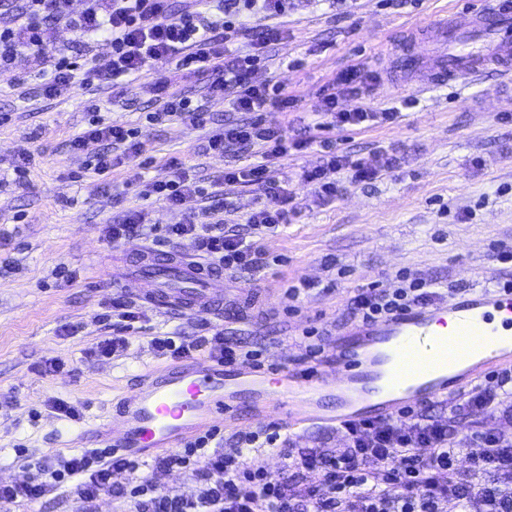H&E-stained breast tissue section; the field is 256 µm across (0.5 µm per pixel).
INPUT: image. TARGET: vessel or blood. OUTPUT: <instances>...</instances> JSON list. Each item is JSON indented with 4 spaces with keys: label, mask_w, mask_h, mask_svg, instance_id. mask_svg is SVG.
I'll return each mask as SVG.
<instances>
[{
    "label": "vessel or blood",
    "mask_w": 512,
    "mask_h": 512,
    "mask_svg": "<svg viewBox=\"0 0 512 512\" xmlns=\"http://www.w3.org/2000/svg\"><path fill=\"white\" fill-rule=\"evenodd\" d=\"M417 36L433 45L432 54L420 55L410 43H403L392 53V81L434 84L475 79L491 69L512 72V0H497L487 14H443L418 29ZM174 269L183 279V287L151 289L143 295L145 302L188 312L219 307L220 300L199 261L180 259ZM491 308L512 314V290L412 309L363 326L357 332L355 352L345 358L355 372L338 374L337 379L350 386L365 382L368 370L356 369L358 350L387 345L398 362L387 374L394 396L379 405L385 418L398 416L413 403L444 397L447 390L463 392V383L453 384L444 377L451 367L448 349L457 344L459 336L480 335L477 322ZM449 315L461 320L456 335L435 332L434 324L443 323ZM474 357L482 370L512 366V351L501 348L479 347ZM325 385V369L320 365L296 373L281 370L260 376L247 368L225 371L222 362L206 357L184 359L159 367L157 377L143 384L133 398L123 400L119 429L97 428L89 436L99 448H123L133 453L171 449L214 424L235 419L240 391H251L255 400L264 401L287 398L296 388L313 397Z\"/></svg>",
    "instance_id": "b4317fda"
}]
</instances>
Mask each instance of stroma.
I'll return each mask as SVG.
<instances>
[{
	"mask_svg": "<svg viewBox=\"0 0 512 512\" xmlns=\"http://www.w3.org/2000/svg\"><path fill=\"white\" fill-rule=\"evenodd\" d=\"M487 2L291 0L286 15L251 17L256 28L269 23L286 33L251 74L254 83L293 99L288 111L268 112L266 120L307 145L274 172L292 192L295 213L288 226L264 239L273 264L254 273L224 271L215 283L240 291L247 301L242 311L227 306L192 315L139 304L148 288L136 277L140 249L153 247V237L112 242L105 227L121 223L132 209L145 210L161 227L189 215L206 224L220 205L226 229L246 231L257 190L217 179L225 166L255 163L254 150L234 148L220 157L206 148L208 129L181 121L148 123L154 84L163 76L162 69L151 68L127 84V108L116 106L108 114L137 128L143 147L114 169L106 192L85 168L97 144L75 150L69 141L88 125L86 99L107 101L112 90L91 94L77 87L64 100L37 96V67L23 56L0 72V233L11 237L0 250V398L9 401L0 409V485L27 478L26 457L76 452L87 445L84 431L118 426L119 397L135 394L148 370L165 361L151 344L155 334L209 337L220 329L258 352L262 366L295 368L308 343L332 358L349 342L357 327L350 305L361 289L404 288L417 278L448 301L512 281V263L494 258L497 249H512V73L491 70L476 80L424 89L386 82L392 51L417 27ZM44 38L50 47L100 65L110 58V45L95 35L52 25ZM357 64L369 71L370 96H343L339 109L368 106L396 118L331 128L324 99L339 74ZM207 84V76L184 69L167 91L205 104L215 125L243 120L227 100L208 96ZM23 153L34 154L35 163L19 185L10 162ZM332 153L368 163L389 154L396 165L365 184L351 183L340 172V192L324 201L300 174ZM173 157L199 189L193 198L171 207L127 193L130 180L165 177ZM294 286L301 294L292 300L286 291ZM116 300L138 304L139 331L117 356H89L103 332L102 317ZM49 359L62 360L63 368L44 372ZM52 398L81 405L82 419H60L46 405ZM287 436L297 448L338 452L348 445L321 422L288 430ZM155 457L152 451L142 454L139 477L171 496L198 493L190 473L153 469Z\"/></svg>",
	"mask_w": 512,
	"mask_h": 512,
	"instance_id": "obj_1",
	"label": "stroma"
}]
</instances>
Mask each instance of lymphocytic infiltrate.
I'll return each instance as SVG.
<instances>
[{
  "label": "lymphocytic infiltrate",
  "instance_id": "lymphocytic-infiltrate-1",
  "mask_svg": "<svg viewBox=\"0 0 512 512\" xmlns=\"http://www.w3.org/2000/svg\"><path fill=\"white\" fill-rule=\"evenodd\" d=\"M84 2V9L76 13L70 8L71 0H21L17 14L0 16V71L12 69L19 55L33 57L45 69L43 93L50 98L68 96L76 85L114 88L157 64L171 73L191 67L208 76L211 94L232 96L237 110L252 115L248 122L217 130L208 140V149L220 154L236 145L257 148L256 163L246 169L227 170L223 178L256 187L260 205L246 219L249 234L225 229L220 221L198 224L189 220L161 229L159 241L166 244L188 239L210 264L236 273L259 270L267 257L257 237L276 232L294 213L291 194L277 186L272 175L275 165L288 154V139L264 118L270 110L287 111L290 100L284 94L270 95L266 86L251 83L249 75L259 52L268 43L281 40L283 32L263 28L252 41L253 53L245 56L230 55L226 42L247 35L244 14L260 13L267 18L281 15L288 9V0H218L221 17L215 21L188 7L173 14L170 0ZM60 23L86 35H104L112 48L109 64L101 68L48 49L44 29ZM165 88V82L157 83L156 91L163 99L159 110L148 114V121L162 124L180 120L196 127L211 123L210 112L201 105L166 96ZM91 141L98 143L99 149L88 166L104 179L124 157L141 152L136 129L101 117L77 133L71 145L80 149ZM394 165L391 157L371 166L336 154L320 168L303 172L302 179L321 195L334 196L340 190V171H348L351 182L360 183L378 178ZM167 167V177L145 183L140 194L172 206L182 205L196 195L197 187L188 182L178 159H170ZM436 297V291L421 281L391 292L369 288L355 296L351 315L369 324L431 304ZM153 343L161 354L173 359L201 350L227 364L251 358L220 332L194 340L157 336ZM502 397L512 398V369L475 384L465 393L463 405L489 414ZM345 430L351 446L333 455L278 447V433L263 429L239 433L240 447H278L285 470L277 475L252 469L241 456L211 450L218 434L208 432L155 462L159 468L190 471L201 486L200 492L190 499L172 498L157 494L150 482L142 481L129 492L131 512H466L474 499L482 502L484 512H512L511 441L479 431L461 439L453 421L424 418L406 428L388 421H362L346 424ZM463 453L474 473L490 474V481H459L454 461ZM26 467V481L0 486V504L33 505L70 483L79 502L89 503L111 491L113 473L136 474L142 463L137 456L114 448H85L68 455L32 457ZM301 469L321 470V485L299 482L296 473ZM395 484L403 487L402 496L391 494Z\"/></svg>",
  "mask_w": 512,
  "mask_h": 512
}]
</instances>
